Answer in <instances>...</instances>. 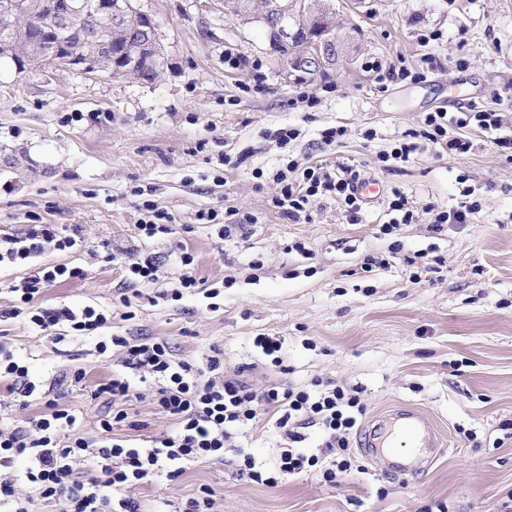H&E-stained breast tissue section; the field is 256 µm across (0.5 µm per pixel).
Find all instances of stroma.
<instances>
[{
	"label": "stroma",
	"instance_id": "obj_1",
	"mask_svg": "<svg viewBox=\"0 0 512 512\" xmlns=\"http://www.w3.org/2000/svg\"><path fill=\"white\" fill-rule=\"evenodd\" d=\"M138 5L163 50L153 78L60 68L21 76L0 61V236L31 224L78 227L83 251L45 259L84 268L86 277L47 288L40 301L111 311L105 335L164 338L193 360L220 350L225 376L243 375L258 389L358 385L365 407L353 467L335 484L310 472L272 487L239 475L237 453L265 464L278 452L267 416L235 436L223 462L195 461L175 480L138 487L144 512H172L204 485L218 512H512V438L500 428L512 419V161L470 127L464 156L427 148L392 171L376 160L426 113L455 112L468 93L512 126V0H336L348 59L313 109L300 101L299 84L281 81L259 23L225 14L224 0ZM433 31L438 39L425 41ZM230 51L261 62L265 92H243L248 72L228 66ZM430 56L437 65L420 83L382 84L364 67L376 57L412 70ZM461 57L468 68L457 67ZM285 126L299 131L286 149L268 136ZM334 126L344 136L323 144ZM241 153V166L224 165V155ZM291 159L353 164L381 192L359 223L330 197L312 202L310 222L292 223L274 208L278 188L267 176ZM468 188L480 211L433 230L431 208L456 209ZM397 190L418 219L387 235ZM146 199L171 226L141 240ZM230 210L253 222L224 239L196 219ZM106 240L157 256L171 278L191 253L200 285L167 301L160 285L126 284L128 255H90ZM298 242L305 252L295 251ZM421 253L437 264L415 284L408 260ZM369 257L376 263L366 272ZM0 336L46 384L62 365L85 368L93 383L122 369L118 357L98 353L96 338L55 345L23 316L0 321ZM259 336L282 339V367L255 346ZM402 407L428 418L439 446L400 473L365 442L379 418Z\"/></svg>",
	"mask_w": 512,
	"mask_h": 512
}]
</instances>
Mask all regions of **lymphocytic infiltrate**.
Returning a JSON list of instances; mask_svg holds the SVG:
<instances>
[{
	"instance_id": "1",
	"label": "lymphocytic infiltrate",
	"mask_w": 512,
	"mask_h": 512,
	"mask_svg": "<svg viewBox=\"0 0 512 512\" xmlns=\"http://www.w3.org/2000/svg\"><path fill=\"white\" fill-rule=\"evenodd\" d=\"M500 125L497 113L475 103L458 116L429 112L419 131L403 134L378 160L384 169L396 168L409 162L423 143L439 156L465 155L472 142L461 131L470 126L492 134L493 145L511 158L512 135H499ZM360 177V170L348 163L302 168L291 162L273 175L279 188L273 204L289 221L306 223L311 201L329 196L341 203L354 224L362 209L354 189ZM82 247L78 229L56 224H34L23 235L1 237L0 263L23 264L30 271L9 285L16 300L0 309V318L29 313L31 323L55 344L64 333L89 336L106 327L112 319L108 310L35 303L46 288L85 276L79 267L42 262V255L51 249ZM112 348L120 351L124 370L94 386L93 397L104 400L108 411L99 421V435L92 437L83 431L75 409L45 390L43 382L33 381L28 366L0 340V388L20 405L39 399L47 409L46 415L22 420L0 417V512H31L32 498L18 494L22 481L36 497L59 506L60 512H141L133 488L163 476L176 478L190 461L223 460L234 430L266 415L274 417L283 445L267 466L244 457L241 474L274 486L305 470L327 483L351 470V439L365 412L361 387L329 381L314 393L276 383L259 390L225 376L224 357L218 352L198 362L176 357L169 342L158 337L134 344L126 337L110 336L97 344L102 354ZM145 395L156 412L173 422L171 434H147V422L130 419L127 404ZM123 423L129 435L113 436L114 426ZM312 425L321 426L322 442L318 453L308 454L300 445ZM21 462L26 465L22 471L17 468Z\"/></svg>"
}]
</instances>
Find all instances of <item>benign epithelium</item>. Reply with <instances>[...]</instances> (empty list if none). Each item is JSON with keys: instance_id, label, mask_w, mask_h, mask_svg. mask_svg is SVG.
Here are the masks:
<instances>
[{"instance_id": "obj_1", "label": "benign epithelium", "mask_w": 512, "mask_h": 512, "mask_svg": "<svg viewBox=\"0 0 512 512\" xmlns=\"http://www.w3.org/2000/svg\"><path fill=\"white\" fill-rule=\"evenodd\" d=\"M138 16L142 20V29L132 33L128 48L131 57L139 58L159 51L157 29L151 17L130 3L120 6L112 4V0H42L40 15L33 16L25 8L14 10V20H23L22 27L41 34L55 33L60 30L76 31L83 34L82 51L76 47L68 49V54L61 59L62 67L83 74H94L100 71L96 67L99 59H112L111 42L97 39L96 25L101 21H112L116 24L125 22L127 16ZM308 7L304 0H288L282 6L281 16L274 22L272 32L282 42L292 43V34L296 26L306 21ZM342 45L339 38L327 29L322 35L314 37L302 44L293 46L288 60L281 63L278 74L286 82L295 79L302 69L315 70L326 74L335 69L333 58L342 57Z\"/></svg>"}]
</instances>
